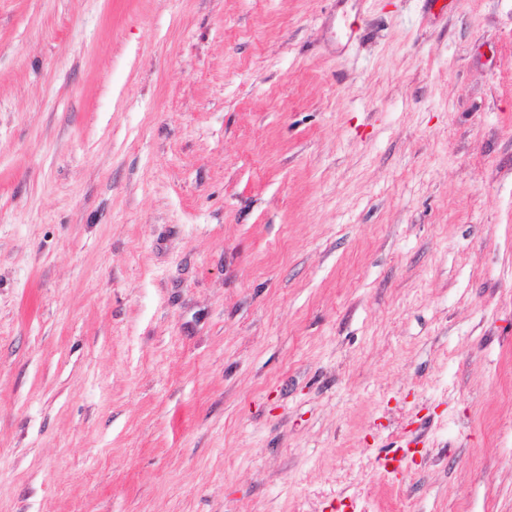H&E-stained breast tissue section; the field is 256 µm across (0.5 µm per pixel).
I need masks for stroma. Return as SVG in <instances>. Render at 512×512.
Returning a JSON list of instances; mask_svg holds the SVG:
<instances>
[{"label": "stroma", "instance_id": "1", "mask_svg": "<svg viewBox=\"0 0 512 512\" xmlns=\"http://www.w3.org/2000/svg\"><path fill=\"white\" fill-rule=\"evenodd\" d=\"M0 512H512V0H0Z\"/></svg>", "mask_w": 512, "mask_h": 512}]
</instances>
